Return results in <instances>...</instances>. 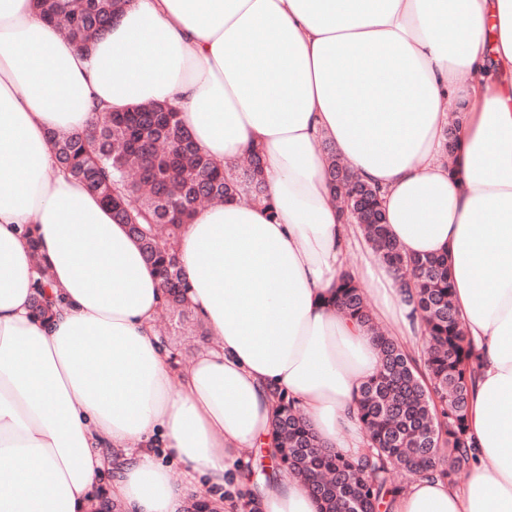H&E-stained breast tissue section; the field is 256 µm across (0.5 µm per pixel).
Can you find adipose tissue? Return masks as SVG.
Segmentation results:
<instances>
[{"label":"adipose tissue","instance_id":"adipose-tissue-1","mask_svg":"<svg viewBox=\"0 0 512 512\" xmlns=\"http://www.w3.org/2000/svg\"><path fill=\"white\" fill-rule=\"evenodd\" d=\"M148 102L175 105L225 169L263 159V200L183 228L188 300L217 344L181 373L156 273L50 139ZM331 151L380 188L408 254L447 255L477 355V464L411 482L390 512H512V0H131L88 51L35 0H0V512H92L107 469L126 512H181L156 448L221 506L239 450L275 443V388L324 446L360 452L379 354L336 304L360 232L330 200ZM43 274L47 321L31 309ZM358 274L391 336L419 343L394 271L371 250ZM246 508L319 512L286 472Z\"/></svg>","mask_w":512,"mask_h":512}]
</instances>
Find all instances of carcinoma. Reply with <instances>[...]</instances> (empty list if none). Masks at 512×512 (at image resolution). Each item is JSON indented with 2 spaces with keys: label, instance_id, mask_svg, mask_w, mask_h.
<instances>
[{
  "label": "carcinoma",
  "instance_id": "1",
  "mask_svg": "<svg viewBox=\"0 0 512 512\" xmlns=\"http://www.w3.org/2000/svg\"><path fill=\"white\" fill-rule=\"evenodd\" d=\"M129 0H39L46 20H62L68 36L92 48ZM57 166L79 179L111 208L114 220L129 226L146 261L166 288L164 310L191 313L177 243L185 221L202 203L240 195L241 180L251 184L250 200L265 192L260 153L245 159L235 176L224 175L196 148L167 103H148L126 112L96 110L79 134L52 137ZM326 177L340 184L345 221L361 227L401 281L405 301L419 314L425 336L419 352L398 345L370 315L365 293L346 272L337 284L338 304L374 333L380 357L375 377L362 387L359 418L368 451L358 459L322 447L302 411L284 391H273L275 424L281 433L262 470L271 480L283 469L298 477L320 502V512H369L384 507L404 488L394 476L412 481L436 477L450 483L475 458L469 434L474 354L457 316L448 256H411L392 240L380 205V189L356 176L330 153ZM47 281L36 285L33 313L47 317L52 301Z\"/></svg>",
  "mask_w": 512,
  "mask_h": 512
}]
</instances>
